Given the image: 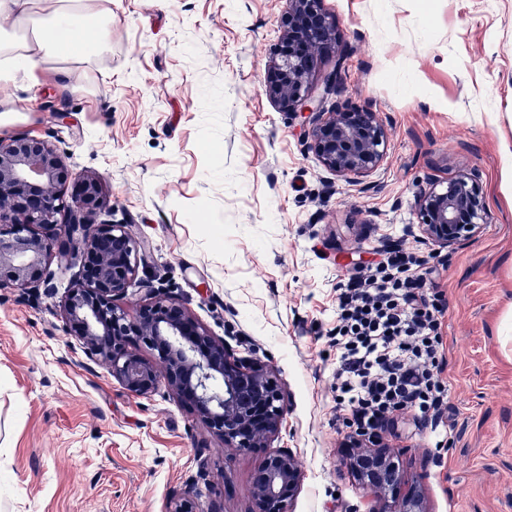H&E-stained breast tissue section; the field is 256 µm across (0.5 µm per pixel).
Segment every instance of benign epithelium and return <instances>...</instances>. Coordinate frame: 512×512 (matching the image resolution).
<instances>
[{
  "mask_svg": "<svg viewBox=\"0 0 512 512\" xmlns=\"http://www.w3.org/2000/svg\"><path fill=\"white\" fill-rule=\"evenodd\" d=\"M323 0H288L275 49L270 98L289 112L309 114L310 148L339 177L356 180L379 166L387 137L377 113L339 108L321 111L310 95L320 61L336 50L334 23ZM69 172L57 147L25 133L0 137V289L53 291V260L78 265L60 310L90 362L104 364L126 391L151 396L166 387L193 408L224 447L259 455L249 498L250 512H292L303 472L288 449L268 450L287 411L288 397L276 369L239 358L179 301L161 297L148 281L136 280L137 263L149 244L122 224H96L103 205L94 177L66 187ZM473 169L434 182L417 193L421 238L439 249L474 238L487 209ZM144 295L129 313V289ZM142 344L152 361L128 349ZM376 435L356 436L350 473L373 494L371 512H428L419 480H409ZM208 462L171 499L168 512H200L197 485Z\"/></svg>",
  "mask_w": 512,
  "mask_h": 512,
  "instance_id": "benign-epithelium-1",
  "label": "benign epithelium"
}]
</instances>
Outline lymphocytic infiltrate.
<instances>
[{"mask_svg": "<svg viewBox=\"0 0 512 512\" xmlns=\"http://www.w3.org/2000/svg\"><path fill=\"white\" fill-rule=\"evenodd\" d=\"M428 274L424 260L395 248L336 290V406L357 430L392 415L425 418L446 402L433 374L442 311L423 293Z\"/></svg>", "mask_w": 512, "mask_h": 512, "instance_id": "lymphocytic-infiltrate-1", "label": "lymphocytic infiltrate"}]
</instances>
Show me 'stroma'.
<instances>
[{"instance_id":"1","label":"stroma","mask_w":512,"mask_h":512,"mask_svg":"<svg viewBox=\"0 0 512 512\" xmlns=\"http://www.w3.org/2000/svg\"><path fill=\"white\" fill-rule=\"evenodd\" d=\"M341 67L325 107H370L381 165L351 181L310 148L303 115L265 92L286 0H112V48L0 82V136L45 139L70 180L93 176L95 223L126 225L150 254L137 276L180 300L237 356L272 364L288 411L272 449L298 457L293 512H367L353 432L336 414L325 336L336 288L399 242L443 307L437 418L378 432L424 474L429 512H512V0H324ZM478 169L487 221L444 251L410 227L431 179ZM56 293L0 290V512H166L195 475L206 512H248L256 455L225 449L187 406L128 393L88 363Z\"/></svg>"}]
</instances>
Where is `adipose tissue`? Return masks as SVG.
I'll use <instances>...</instances> for the list:
<instances>
[{"instance_id": "1", "label": "adipose tissue", "mask_w": 512, "mask_h": 512, "mask_svg": "<svg viewBox=\"0 0 512 512\" xmlns=\"http://www.w3.org/2000/svg\"><path fill=\"white\" fill-rule=\"evenodd\" d=\"M90 20L99 25L98 46H105L112 12L99 0H0V55L7 62L0 79L49 57H86L83 32Z\"/></svg>"}]
</instances>
